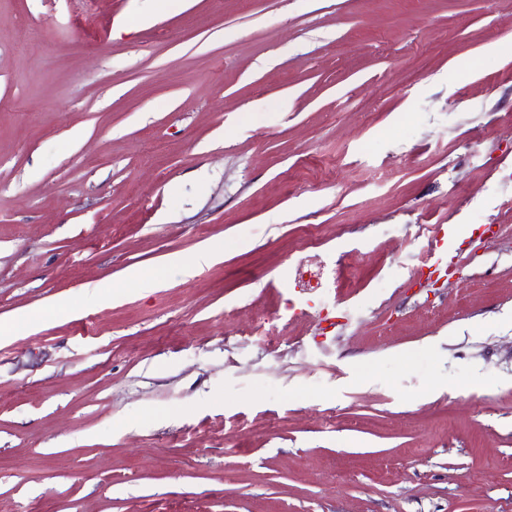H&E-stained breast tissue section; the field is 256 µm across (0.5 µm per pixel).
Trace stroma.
I'll return each mask as SVG.
<instances>
[{
    "instance_id": "obj_1",
    "label": "stroma",
    "mask_w": 512,
    "mask_h": 512,
    "mask_svg": "<svg viewBox=\"0 0 512 512\" xmlns=\"http://www.w3.org/2000/svg\"><path fill=\"white\" fill-rule=\"evenodd\" d=\"M36 306L0 512H512V0H0V319ZM458 237V229L455 224H439L436 226V230L432 237V240L428 244L427 252L429 259H435V263H438L441 259L440 250L443 247L448 248V257L450 252L453 250L456 239ZM323 271L320 267H313L306 264H298L295 270V287L322 288Z\"/></svg>"
}]
</instances>
